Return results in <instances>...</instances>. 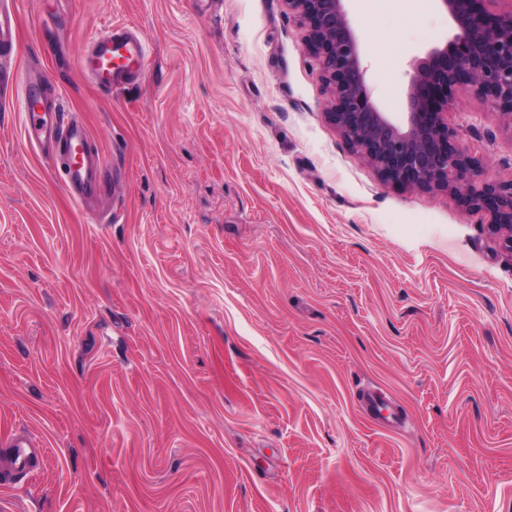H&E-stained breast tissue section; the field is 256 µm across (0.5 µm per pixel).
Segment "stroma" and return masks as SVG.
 <instances>
[{"label":"stroma","instance_id":"obj_1","mask_svg":"<svg viewBox=\"0 0 512 512\" xmlns=\"http://www.w3.org/2000/svg\"><path fill=\"white\" fill-rule=\"evenodd\" d=\"M8 70L110 169L91 223L0 108V503L9 512H512V253L446 192L381 181L325 119L282 0H12ZM373 98L448 40L439 0H345ZM137 29L123 89L81 71ZM448 124L512 179V127ZM36 465L11 475L8 445ZM147 59L148 47L138 33L126 26H113L93 40L79 66L98 88L112 92L133 82Z\"/></svg>","mask_w":512,"mask_h":512}]
</instances>
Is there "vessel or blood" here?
Returning a JSON list of instances; mask_svg holds the SVG:
<instances>
[{
	"label": "vessel or blood",
	"mask_w": 512,
	"mask_h": 512,
	"mask_svg": "<svg viewBox=\"0 0 512 512\" xmlns=\"http://www.w3.org/2000/svg\"><path fill=\"white\" fill-rule=\"evenodd\" d=\"M18 21L7 0H0V61L17 50ZM148 59V47L135 31L124 26L96 37L79 61L93 84L112 92L133 82ZM24 135L28 144L50 148L60 162L64 183L75 201H83L99 188L97 170L103 161L84 126L72 124L62 105L51 102L46 88L22 86Z\"/></svg>",
	"instance_id": "1"
}]
</instances>
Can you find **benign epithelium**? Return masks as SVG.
I'll return each instance as SVG.
<instances>
[{
  "label": "benign epithelium",
  "instance_id": "benign-epithelium-1",
  "mask_svg": "<svg viewBox=\"0 0 512 512\" xmlns=\"http://www.w3.org/2000/svg\"><path fill=\"white\" fill-rule=\"evenodd\" d=\"M283 2L320 66L330 94L328 123L383 182L446 191L464 209L489 215L488 232L512 253V180L476 184L483 160L460 146L447 120L455 96L466 90L492 103L512 127V0H440L454 33L414 64L399 120L372 99L344 0Z\"/></svg>",
  "mask_w": 512,
  "mask_h": 512
}]
</instances>
